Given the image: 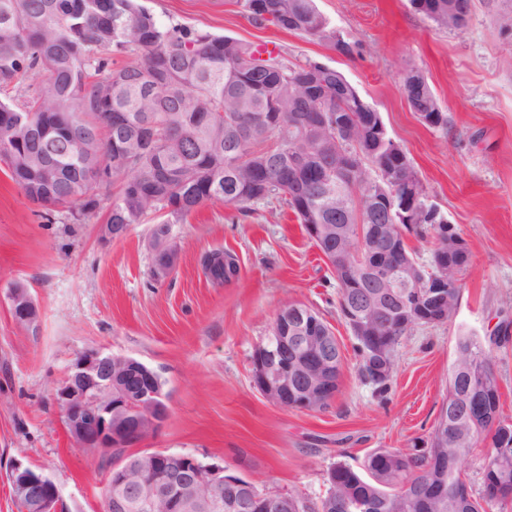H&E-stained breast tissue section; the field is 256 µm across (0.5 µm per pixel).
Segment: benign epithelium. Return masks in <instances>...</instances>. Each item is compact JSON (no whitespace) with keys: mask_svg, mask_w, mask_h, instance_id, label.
<instances>
[{"mask_svg":"<svg viewBox=\"0 0 512 512\" xmlns=\"http://www.w3.org/2000/svg\"><path fill=\"white\" fill-rule=\"evenodd\" d=\"M411 164L399 154L396 165L384 166L383 180L404 177L406 195L402 209L392 212L390 195L384 190L371 196L372 207L384 215L396 216L410 224L417 212L420 195L418 179L409 177ZM346 223L311 224L312 239L327 250L326 259L341 275L349 300L344 313L356 335L370 348V374L381 384L390 381L394 368L392 345L385 341L395 326L410 327L423 321L438 322L453 314L448 309V278L467 259L464 239L452 232H439L445 250L435 268L423 273L407 259L387 265L380 255L401 250L397 238L384 231L385 225H371L367 255L359 266L350 261L342 240L351 230L364 235L362 225L351 223V208H341ZM403 297L406 307L395 313L391 301ZM16 323L28 328L37 322L36 304L26 288L9 291ZM368 310L378 320L364 317ZM309 307L294 304L277 315L268 340L252 356L254 385L270 403L291 409L312 411L328 398L329 384L340 363V348L331 328L311 318ZM152 369L126 356L87 351L77 356L55 401L62 411L71 438L82 448H129L156 434L163 426L168 407L166 395L157 387L136 386L135 379H151ZM472 419L498 424L495 413L481 397L468 394ZM13 499L23 512H61L64 499L56 483L45 473L16 464L11 467ZM290 493L260 490L250 479L226 474L224 465L203 464L189 454L166 451L145 452L123 459L109 474L106 512H288Z\"/></svg>","mask_w":512,"mask_h":512,"instance_id":"1","label":"benign epithelium"}]
</instances>
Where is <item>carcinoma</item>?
<instances>
[{
	"instance_id": "obj_1",
	"label": "carcinoma",
	"mask_w": 512,
	"mask_h": 512,
	"mask_svg": "<svg viewBox=\"0 0 512 512\" xmlns=\"http://www.w3.org/2000/svg\"><path fill=\"white\" fill-rule=\"evenodd\" d=\"M415 12L440 27L468 24L473 0H449L442 20L432 16L431 0ZM249 18L328 43L336 29L315 0H242ZM119 23L105 25L102 17ZM137 59L112 67V54ZM261 55L252 44L229 36L160 27L137 0H0V86L27 83L23 100L0 99V160L11 179L44 207L97 205L96 192L118 185L109 198L108 224H141L159 216L150 231L151 247L170 238L198 206L222 201L243 212L257 204L289 207L301 224H334L336 208L321 205L325 185L336 180V151L356 157L357 170L347 198L364 208L362 224L382 223L371 212L368 189L384 184L389 195L401 188L383 183L387 144L359 138L375 113L364 100L336 89V69L310 60L289 63L268 56L261 68L242 63ZM316 69V91L303 86ZM415 112H439L428 82L404 85ZM303 117L313 124L302 140L307 160L300 168L284 157L282 133ZM44 125L43 138L30 124ZM412 224L396 234L430 235L434 213L426 189ZM206 273L218 283L237 278L238 262L216 250L204 257ZM464 268L450 277L448 304L458 305ZM492 394L500 402L498 378L485 342L456 338L448 370L447 440L415 441L407 449L377 448L364 460L369 477L337 464L336 485L316 503L291 500L288 512H328L331 500L344 512H361L372 500L374 512H491L512 503V425L509 432L477 425L465 415L466 390ZM495 452L484 458L482 484L470 499L455 504L440 486L464 484L461 466L479 443Z\"/></svg>"
}]
</instances>
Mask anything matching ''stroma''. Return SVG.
I'll return each instance as SVG.
<instances>
[{"instance_id": "1", "label": "stroma", "mask_w": 512, "mask_h": 512, "mask_svg": "<svg viewBox=\"0 0 512 512\" xmlns=\"http://www.w3.org/2000/svg\"><path fill=\"white\" fill-rule=\"evenodd\" d=\"M139 2L165 28L271 43L288 61L341 71L405 150L430 200L465 240L470 263L453 318L411 328L380 395L358 377L336 277L289 208L275 216L267 206L244 213L221 201L202 204L174 225L177 264L158 277L152 220L102 242L107 200L91 210L45 211L0 161V512H17L8 481L16 461L51 477L71 512H102L110 466L77 447L54 400L83 352L128 356L160 375L169 413L135 452L189 453L258 487L316 499L334 465L358 468L375 449L429 437L457 336L487 337L512 322V32L498 23L502 0H474L459 30L424 19L409 0H317L352 44L349 56L274 24H253L240 0ZM413 70L447 112V130L411 110L403 81ZM215 250L238 260L230 283H213L205 272L203 258ZM15 282L38 307L35 328L12 318ZM287 304L320 313L340 342L339 387L327 409L276 407L253 383L252 355Z\"/></svg>"}]
</instances>
